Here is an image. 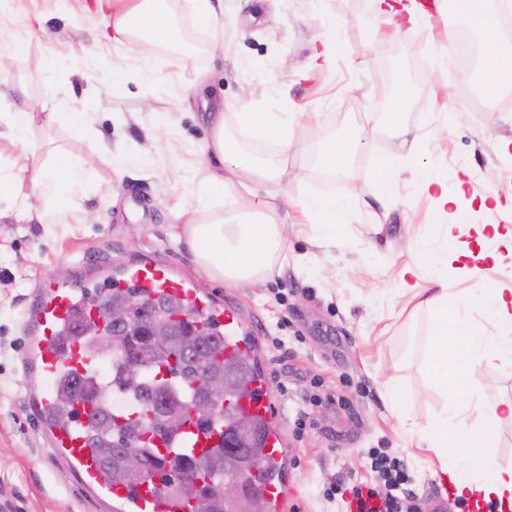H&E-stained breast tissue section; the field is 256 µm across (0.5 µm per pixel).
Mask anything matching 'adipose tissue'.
<instances>
[{
  "label": "adipose tissue",
  "instance_id": "1",
  "mask_svg": "<svg viewBox=\"0 0 512 512\" xmlns=\"http://www.w3.org/2000/svg\"><path fill=\"white\" fill-rule=\"evenodd\" d=\"M459 16L476 31L487 50L482 69L488 80L485 89L497 94L512 87V42L501 40L492 24L488 0H454ZM116 34L128 35L145 44H167L179 47L181 34L173 21L169 0H129L128 6L112 20ZM53 112H32L24 108L7 113L5 138L27 149L37 124L56 121ZM242 137L263 135L278 144L281 150L291 146V122L287 116L272 112H242L238 115ZM209 148L224 169L223 176H200L193 190L195 208L200 221L187 225L186 239L198 265L212 279L233 284H251L269 276L274 268L288 258L282 248L278 224L264 214L266 204L251 190H244L243 208L224 214L214 209V199L225 183L241 178L243 173L272 179L281 176L284 164L276 157L257 158L228 143L224 135V119L216 117L211 130ZM358 148L353 130L344 128L320 143L313 151L326 174L346 171ZM87 178L85 170L75 161L62 157L52 163H34L23 167L9 184L0 183V193L8 192L20 201L21 211H29L23 199V186L30 183L40 189L39 201L66 212L69 196L80 189ZM425 186L434 192L440 224L433 231L442 241L439 249L422 250V265L413 274L429 284L424 304L433 314L435 336L429 349L426 368L437 385L448 381L462 383L466 398L473 403L477 415L472 423L457 428L452 419L441 417L430 439V446L440 458L454 456L461 465L453 469L458 489L479 490L485 497L512 501V468H503L492 460L495 429L501 415L512 416V402L491 404L483 401L478 373L482 368L512 361V295L494 288L482 307H475L473 298L460 297L448 288V272L458 269L466 273L459 260L468 256L467 243L459 234L474 228L484 235L485 225H470L466 214L458 210V197L448 194L447 187L432 173H425ZM353 207L351 199L307 200L302 212L318 218L322 232L321 245L335 246L340 230ZM494 325L496 334H489L487 325Z\"/></svg>",
  "mask_w": 512,
  "mask_h": 512
}]
</instances>
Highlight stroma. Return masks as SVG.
I'll return each instance as SVG.
<instances>
[{"label":"stroma","mask_w":512,"mask_h":512,"mask_svg":"<svg viewBox=\"0 0 512 512\" xmlns=\"http://www.w3.org/2000/svg\"><path fill=\"white\" fill-rule=\"evenodd\" d=\"M217 23L200 26L192 0H174L186 47L140 52L106 26L96 0H0V110L45 108L52 127H39L31 149L38 161L56 153L75 158L88 175L70 209L17 216L0 199V512H113L48 448L26 395L33 384L22 366L28 297L57 270L105 285L125 263L155 258L192 277L202 290L239 309L258 338L257 356L269 376L274 407L288 439V512H345L328 499L337 480L372 481L369 454L384 448L407 465L409 484L425 512H468L467 497L436 477L441 460L420 442L445 411L465 405L456 383L442 387L425 360L433 339L431 312L404 290L401 273L417 264V248H438L433 199L413 170L428 162L438 177L469 173L466 195L498 197L499 208L474 210V224L512 227V101L477 109L448 51L453 24L434 14L395 34L378 23L375 0H211ZM332 14L335 27L324 25ZM24 39L31 58L57 57L40 71L4 58ZM124 74L112 88V71ZM409 95L396 106L397 83ZM459 110L443 128V107ZM81 112L84 138L69 122ZM240 112H292L286 173L254 180L256 194L283 226L289 255L309 257L306 273L275 268L256 284L208 277L186 242L197 219L191 182L215 169L207 149L216 115L232 144L252 153H280L256 137L241 142ZM426 136L425 158L387 133L389 116ZM357 132L360 149L343 178L322 176L309 148L341 127ZM395 157L408 172L390 194L373 181L378 157ZM111 183V194L100 186ZM353 198L331 254L315 247V219L298 209L313 198ZM469 276L449 277L454 291L482 285L512 289V260L494 263L495 240L470 243ZM310 400L305 426L296 423Z\"/></svg>","instance_id":"stroma-1"}]
</instances>
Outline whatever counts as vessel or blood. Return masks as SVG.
<instances>
[{"label": "vessel or blood", "mask_w": 512, "mask_h": 512, "mask_svg": "<svg viewBox=\"0 0 512 512\" xmlns=\"http://www.w3.org/2000/svg\"><path fill=\"white\" fill-rule=\"evenodd\" d=\"M85 279L72 282L40 281L32 294V302L25 316L28 335L24 361L41 379L34 391L33 400L39 410V420L46 430L48 445L58 458L75 470L80 479L92 489L100 490L106 497L120 504L122 512H189L182 502L162 500L146 491L144 486L134 488L109 483L104 471L92 454L85 434L89 408L77 406L68 425L55 422L50 412L53 406L54 382L64 376L81 378L98 374L99 360L90 356L82 338H75L67 346H58L61 334L66 333L77 316L98 322L96 310L81 308L80 293ZM110 287L132 290L154 299L174 297L205 319L217 336L224 340V356L241 360L249 353L247 336L239 315L232 309L221 307L203 294L188 276L180 273L167 262L140 259L126 265L110 279ZM234 407L237 413L255 418L264 426L262 445L269 458L278 460L285 453V438L276 422V412L271 399L268 380L251 383L247 391L238 396ZM223 426L209 431L198 430L196 425L184 426L178 433L167 437L170 448H205L215 451L223 445Z\"/></svg>", "instance_id": "1"}]
</instances>
